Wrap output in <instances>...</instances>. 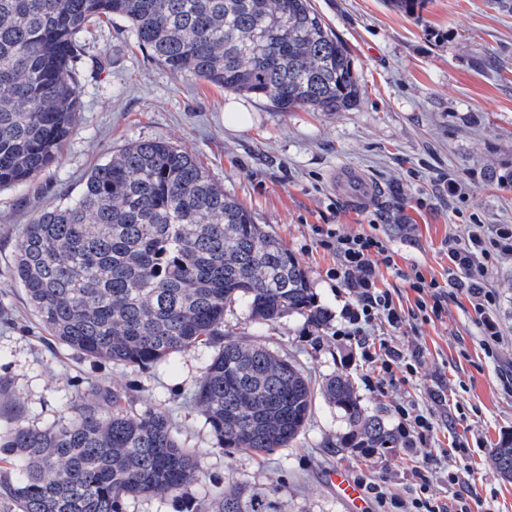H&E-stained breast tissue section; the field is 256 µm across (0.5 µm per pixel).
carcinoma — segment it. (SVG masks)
Returning a JSON list of instances; mask_svg holds the SVG:
<instances>
[{"label":"carcinoma","instance_id":"obj_1","mask_svg":"<svg viewBox=\"0 0 512 512\" xmlns=\"http://www.w3.org/2000/svg\"><path fill=\"white\" fill-rule=\"evenodd\" d=\"M120 18L162 67L280 112H341L359 102L352 61L311 0H0V187L58 162L80 112L82 37ZM13 275L42 327L73 352L149 367L198 344L218 350L193 394L218 447L264 456L303 430L310 380L266 346L224 329L299 314L327 322L283 241L255 223L186 150L137 141L94 165L76 198L35 211L15 243ZM348 432L340 447L393 448L348 375L321 387ZM124 394L46 430L16 424L0 461L18 512H122L130 497H183L203 470L168 417L123 413ZM512 482V434L490 451ZM219 512H275L268 493L215 487Z\"/></svg>","mask_w":512,"mask_h":512}]
</instances>
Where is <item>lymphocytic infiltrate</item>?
I'll return each instance as SVG.
<instances>
[{
  "instance_id": "obj_1",
  "label": "lymphocytic infiltrate",
  "mask_w": 512,
  "mask_h": 512,
  "mask_svg": "<svg viewBox=\"0 0 512 512\" xmlns=\"http://www.w3.org/2000/svg\"><path fill=\"white\" fill-rule=\"evenodd\" d=\"M314 242L318 248L334 253L336 261L326 275L337 287L348 289L353 302L341 311L343 324L337 335L356 340L363 357L370 362H380L386 376L401 374L409 378L416 372L402 351L388 340L372 344L365 333L378 324L398 329L407 318L430 320L441 317L448 300L465 294L473 306L476 323L484 338L486 348H493L502 339L501 328L494 316L496 298L483 284L482 266L491 259L512 256V225L500 224L494 230L483 225H469L467 235L448 239L450 266L445 279L426 276L420 266L414 265L402 277L415 292L414 306L404 310L398 294L379 288L376 281L378 266L395 267L394 251L388 238L372 233H341L332 224H318L313 228ZM370 491L387 512H472L466 498L446 504L430 497L427 489H420L409 500L387 498L379 484H371Z\"/></svg>"
}]
</instances>
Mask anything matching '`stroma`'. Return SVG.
<instances>
[{
  "label": "stroma",
  "instance_id": "35a3bbf8",
  "mask_svg": "<svg viewBox=\"0 0 512 512\" xmlns=\"http://www.w3.org/2000/svg\"><path fill=\"white\" fill-rule=\"evenodd\" d=\"M345 45L361 86L357 106L326 114L278 112L265 101L240 96L193 77L171 74L139 49L121 19L92 30L81 63V112L59 163L34 182L0 188V433L16 423L48 429L101 401L125 393V413L170 416L181 443L202 462L201 480L185 498L130 497L123 512H217L214 485L274 488L281 512H354L329 480L341 469L352 479L382 485L387 496L407 499L427 449L431 494L453 500L474 486L473 512H512V482L488 465L490 448L512 433V258L486 263L483 282L496 296L504 340L486 355L465 296L449 301L442 318L385 329L403 354L417 358L410 381H383L349 342L336 339L342 304L325 272L331 254L316 249L312 227L335 224L344 232L376 228L390 237L397 269L379 266L384 288L409 293L401 271L419 265L442 277L449 236L470 224H512V185L491 180L512 171V14L494 0H422L416 16L386 0H312ZM245 112L243 129L224 122ZM164 138L186 149L273 231L304 268L317 301L330 315L322 330L291 315L274 324H250V340L295 363L313 380L349 374L369 413L388 427L398 407L413 403L431 413L429 445L378 452L341 448L346 425L337 409L316 399L308 423L286 448L259 456L220 450L204 415L190 400L215 345H199L148 368L86 359L41 327L14 281L15 241L35 210L75 197L89 169L129 143ZM360 170L377 187L367 205L336 191L338 169ZM444 391L433 403L431 390ZM471 447L455 449L459 437ZM461 481L448 482L449 472Z\"/></svg>",
  "mask_w": 512,
  "mask_h": 512
}]
</instances>
